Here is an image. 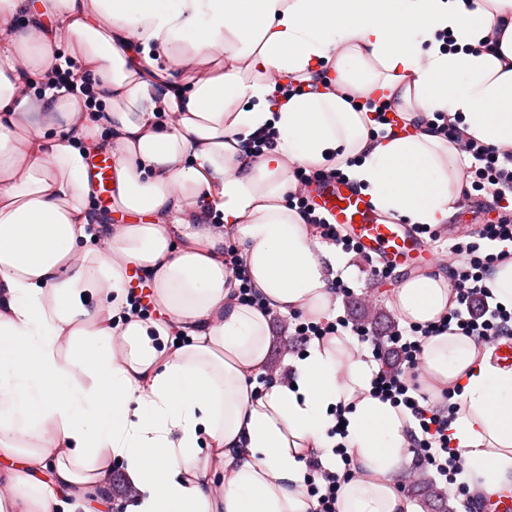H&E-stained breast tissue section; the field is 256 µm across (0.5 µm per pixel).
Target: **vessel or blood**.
<instances>
[{"instance_id":"b4317fda","label":"vessel or blood","mask_w":512,"mask_h":512,"mask_svg":"<svg viewBox=\"0 0 512 512\" xmlns=\"http://www.w3.org/2000/svg\"><path fill=\"white\" fill-rule=\"evenodd\" d=\"M110 151L96 154L89 164L96 193L107 201L112 192ZM311 197L329 219L349 230L364 258L403 265L408 261L429 262L431 253L419 234L399 222L382 218L370 199L348 182L333 179L314 185Z\"/></svg>"}]
</instances>
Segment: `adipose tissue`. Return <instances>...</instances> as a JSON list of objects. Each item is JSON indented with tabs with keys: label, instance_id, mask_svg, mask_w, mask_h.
<instances>
[{
	"label": "adipose tissue",
	"instance_id": "ef3b65f1",
	"mask_svg": "<svg viewBox=\"0 0 512 512\" xmlns=\"http://www.w3.org/2000/svg\"><path fill=\"white\" fill-rule=\"evenodd\" d=\"M69 58L104 105L92 120L64 91L23 93ZM388 101L402 123L385 130L367 105ZM440 112L512 147V0H0V512H91L116 461L138 491L127 512H310L313 456L361 471L338 512H412L393 484L407 418L372 396L352 336L257 379L270 313L336 305L343 256L289 206L294 171L338 170L392 220L447 223L465 175ZM103 147L115 226L91 206ZM135 275L158 319L132 313ZM453 296L436 272L390 304L436 325ZM422 369L432 395L463 388L451 429L479 491L512 486V368L444 332Z\"/></svg>",
	"mask_w": 512,
	"mask_h": 512
}]
</instances>
